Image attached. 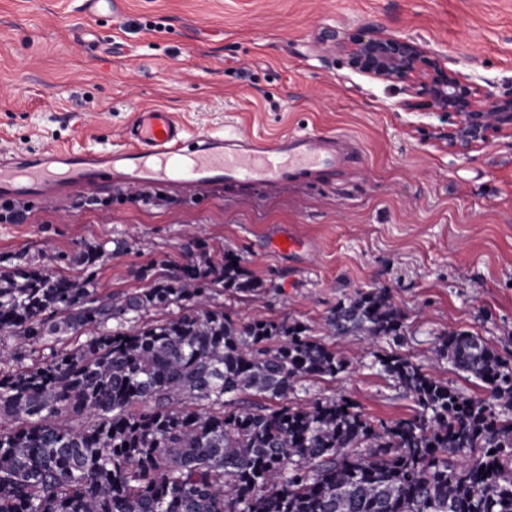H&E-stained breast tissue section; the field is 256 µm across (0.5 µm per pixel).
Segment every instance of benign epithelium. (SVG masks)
<instances>
[{"label":"benign epithelium","mask_w":512,"mask_h":512,"mask_svg":"<svg viewBox=\"0 0 512 512\" xmlns=\"http://www.w3.org/2000/svg\"><path fill=\"white\" fill-rule=\"evenodd\" d=\"M336 51L355 72L373 80L397 82L412 97L407 110L425 98L438 112L456 117L448 131V146L468 149L492 132L512 134V87L500 91L481 86L468 75L448 68L444 59L413 37L380 29L329 35Z\"/></svg>","instance_id":"1"}]
</instances>
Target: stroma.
I'll list each match as a JSON object with an SVG mask.
<instances>
[{"mask_svg": "<svg viewBox=\"0 0 512 512\" xmlns=\"http://www.w3.org/2000/svg\"><path fill=\"white\" fill-rule=\"evenodd\" d=\"M79 4L0 0V147L114 146L140 106L160 104L193 135L344 133L364 166L331 186H153L141 199L116 186L93 200L76 194L64 210L31 204L24 223L0 220V268L33 259L78 280L76 252L126 238L95 275L101 292L131 294L147 285L141 268L183 264L195 233L213 258L233 251L268 283L218 293L232 318L285 317L320 339L338 300L386 288L407 317L400 354L481 395L430 349L464 329L512 355V136L449 147L447 113L401 109L398 84L352 71L321 40L378 26L500 87L512 83V0H123L119 17L95 21ZM273 225L296 227L310 251H281ZM336 345L357 352L352 366L305 382L289 402L342 395L376 420L414 414L413 398L373 366L376 343Z\"/></svg>", "mask_w": 512, "mask_h": 512, "instance_id": "stroma-1", "label": "stroma"}]
</instances>
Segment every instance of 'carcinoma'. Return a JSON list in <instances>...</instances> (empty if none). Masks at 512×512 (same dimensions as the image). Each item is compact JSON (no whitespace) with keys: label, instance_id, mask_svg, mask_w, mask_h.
Listing matches in <instances>:
<instances>
[{"label":"carcinoma","instance_id":"carcinoma-1","mask_svg":"<svg viewBox=\"0 0 512 512\" xmlns=\"http://www.w3.org/2000/svg\"><path fill=\"white\" fill-rule=\"evenodd\" d=\"M186 253L169 273L139 270L150 285L128 296L99 292L102 245L73 257L79 281L35 261L0 271V335L51 350L32 367L0 354V512H512V358L452 329L434 355L482 396L379 349L413 416L376 422L344 397L290 405L352 357L299 322L232 319L217 292L265 282L197 236ZM153 309L168 316L137 324ZM406 328L374 288L338 301L323 330L391 346Z\"/></svg>","mask_w":512,"mask_h":512}]
</instances>
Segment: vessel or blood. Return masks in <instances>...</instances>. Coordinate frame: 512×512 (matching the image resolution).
<instances>
[{
    "label": "vessel or blood",
    "mask_w": 512,
    "mask_h": 512,
    "mask_svg": "<svg viewBox=\"0 0 512 512\" xmlns=\"http://www.w3.org/2000/svg\"><path fill=\"white\" fill-rule=\"evenodd\" d=\"M122 145L90 150H0V200L65 205L81 191L163 185L191 193L212 186L334 183L358 171L362 151L345 135L189 136L175 113L149 106L122 130Z\"/></svg>",
    "instance_id": "b4317fda"
}]
</instances>
